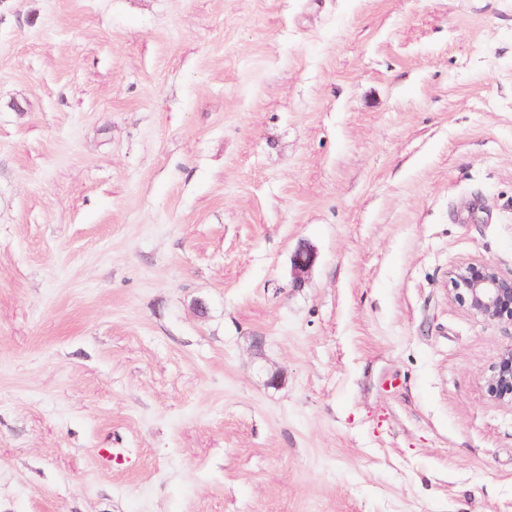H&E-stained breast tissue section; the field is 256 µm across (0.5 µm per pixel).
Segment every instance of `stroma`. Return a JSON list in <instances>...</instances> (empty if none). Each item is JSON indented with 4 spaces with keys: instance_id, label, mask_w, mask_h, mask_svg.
I'll use <instances>...</instances> for the list:
<instances>
[{
    "instance_id": "obj_1",
    "label": "stroma",
    "mask_w": 512,
    "mask_h": 512,
    "mask_svg": "<svg viewBox=\"0 0 512 512\" xmlns=\"http://www.w3.org/2000/svg\"><path fill=\"white\" fill-rule=\"evenodd\" d=\"M473 260L512 0H0V512H512Z\"/></svg>"
}]
</instances>
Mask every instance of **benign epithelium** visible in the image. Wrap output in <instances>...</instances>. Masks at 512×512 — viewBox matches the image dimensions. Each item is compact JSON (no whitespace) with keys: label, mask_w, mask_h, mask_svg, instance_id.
Here are the masks:
<instances>
[{"label":"benign epithelium","mask_w":512,"mask_h":512,"mask_svg":"<svg viewBox=\"0 0 512 512\" xmlns=\"http://www.w3.org/2000/svg\"><path fill=\"white\" fill-rule=\"evenodd\" d=\"M316 256L308 249L297 251L292 259L296 274L309 270ZM454 298L488 319L512 318V277L499 274L490 262L467 263L450 274ZM489 397L512 404V349L506 350L494 368L488 385Z\"/></svg>","instance_id":"1"}]
</instances>
